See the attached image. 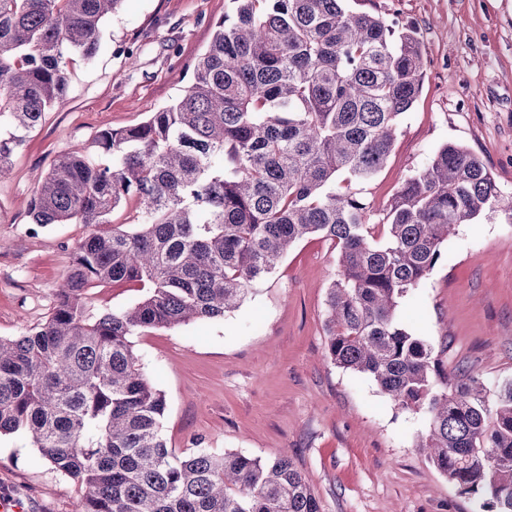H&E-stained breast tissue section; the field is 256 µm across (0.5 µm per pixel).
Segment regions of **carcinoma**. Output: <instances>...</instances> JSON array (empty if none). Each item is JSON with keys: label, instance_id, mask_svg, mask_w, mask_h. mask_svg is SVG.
<instances>
[{"label": "carcinoma", "instance_id": "1", "mask_svg": "<svg viewBox=\"0 0 512 512\" xmlns=\"http://www.w3.org/2000/svg\"><path fill=\"white\" fill-rule=\"evenodd\" d=\"M121 2L0 0V178L65 97L69 55L97 54ZM231 2L173 104L101 132L96 159L65 150L37 184L32 223L91 231L46 322L0 337V436L26 434L77 480L74 512H321L286 452L264 461L168 448L165 395L131 341L224 318L294 243L318 235L339 249L330 361L427 417L418 447L459 494L481 497L483 512H512V381L492 395L479 377L448 373L398 316L457 228L488 213L512 222V197L477 155L446 143L371 223L361 186L421 92L418 29L346 0ZM111 283L144 295L93 311L89 290Z\"/></svg>", "mask_w": 512, "mask_h": 512}]
</instances>
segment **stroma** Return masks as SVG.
I'll use <instances>...</instances> for the list:
<instances>
[{
  "label": "stroma",
  "mask_w": 512,
  "mask_h": 512,
  "mask_svg": "<svg viewBox=\"0 0 512 512\" xmlns=\"http://www.w3.org/2000/svg\"><path fill=\"white\" fill-rule=\"evenodd\" d=\"M415 24L427 60L422 91L401 118L382 170L365 185L381 216L401 182L436 150L479 155L512 195V0H363ZM231 0H123L91 60L71 56L64 100L45 112L0 179V337L44 323L72 266L82 224L33 229L26 205L57 156L96 134L143 121L193 80ZM338 273L331 242L293 245L267 280L221 320L133 336L167 410L168 447L238 451L264 460L292 453L321 512H479L417 448L423 414L397 409L369 378L332 364L324 327ZM404 324L447 369L464 366L488 388L512 379V223L495 213L461 225L447 259L400 302ZM76 480L21 433L0 437V497L28 512H73Z\"/></svg>",
  "instance_id": "35a3bbf8"
}]
</instances>
